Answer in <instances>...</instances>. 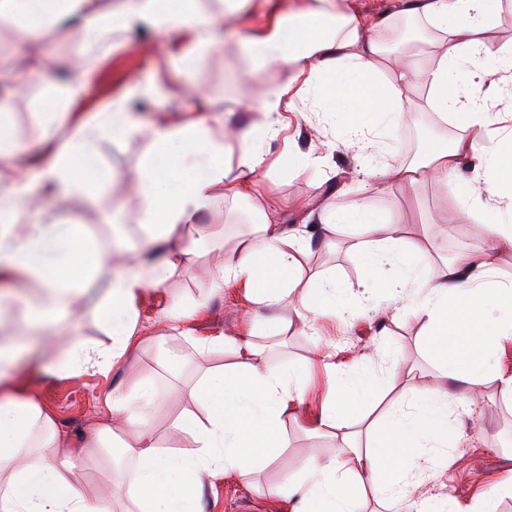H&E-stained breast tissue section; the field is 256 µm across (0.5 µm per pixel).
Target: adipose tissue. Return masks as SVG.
I'll return each instance as SVG.
<instances>
[{"mask_svg":"<svg viewBox=\"0 0 512 512\" xmlns=\"http://www.w3.org/2000/svg\"><path fill=\"white\" fill-rule=\"evenodd\" d=\"M87 2L0 0V17H23L26 24L18 36L25 42L66 20L80 21L89 41L135 23L162 33L200 35L214 22L194 9L170 11L164 0H118L104 18L88 14ZM496 2L402 0L403 13L448 31L450 40L434 66H421L411 54L395 60L394 77L387 83L376 76L381 50L365 37L385 22V15L348 13L340 0L315 5L293 0L288 10H272L266 27L244 45L260 64L288 67L291 78L263 103L264 122L242 133L247 146L238 156L240 167L253 171L268 165L270 143L287 114L303 111L309 98L333 100L340 112L374 113L391 128L410 112L404 89L416 82L430 87L435 111L451 113L471 134L450 145L428 142L424 161L380 169V176L410 184L426 179L449 183L461 160L474 153L493 172L486 194L457 191L462 214L484 213L482 247L426 269L418 265V247L404 239L397 225L371 222L364 206L353 210L366 234L356 245L364 269L360 288L395 301L407 299L409 288H416L417 310L425 317L424 348L441 373L435 384L425 375L408 374L400 409L385 417L371 415L383 379L367 372L346 383L329 352L305 360L298 372L263 366L264 348L255 338L286 331L279 314L285 299H295L302 310L322 319L338 311L336 289L319 276H304L308 239L279 222L256 181H225V148L210 138L206 118L154 127L149 158L135 177L139 204L134 217L155 236L117 273L111 251L100 247L85 225L23 224L19 216L35 194L60 203L70 193L90 192L80 168L94 162L91 142L105 131L117 136L136 132L130 102L74 121L48 161L34 171L18 170L0 192V277L23 278L30 294L18 332L0 336V512H112L111 497L75 477L76 470L95 468L97 459L78 442L63 439L52 415L26 398L19 369L57 317L73 310L85 288L103 276L109 279L108 293L98 315L109 345L58 337L55 362L72 376L106 375L124 362L143 341L138 299L190 254L181 247L164 249V240L221 196L248 198L261 221L257 234L239 240L225 252L223 265L209 274L214 288H240L248 307L236 335L196 342L201 349L230 350L233 361L205 372L193 387L204 415L187 411L177 419L191 435L192 448L161 450L152 423L159 402L149 386L135 381L124 399L104 401L125 418L124 446L138 470L129 482L123 469H111L109 481L125 486L135 512H204L205 491L215 480L286 463L285 422L297 418L309 377L317 370L333 384L309 421L313 432L330 436L337 446L330 455L309 457L300 474L283 475L273 487L288 512H362L370 500L385 512H497L493 491L466 508L447 496L417 499L411 493L457 447L458 411L479 406L491 381L512 394V374L493 367L502 343L512 342V281L499 280L494 266L501 244L512 245V206L493 204L497 198L512 199V136L479 152L475 132L488 124L489 116L455 86L448 69L449 59L461 57L475 60L482 70H512V44L495 50L479 38L494 17ZM75 268L80 277L72 276Z\"/></svg>","mask_w":512,"mask_h":512,"instance_id":"obj_1","label":"adipose tissue"}]
</instances>
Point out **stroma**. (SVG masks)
I'll list each match as a JSON object with an SVG mask.
<instances>
[{"label":"stroma","instance_id":"1","mask_svg":"<svg viewBox=\"0 0 512 512\" xmlns=\"http://www.w3.org/2000/svg\"><path fill=\"white\" fill-rule=\"evenodd\" d=\"M356 7L362 12L388 14L389 25L372 32L383 56L411 51L422 62L433 59L430 41L434 30L422 19L402 13L399 0H356ZM268 19V9L260 7L258 0H245L230 22L210 31L216 46L188 75L179 71L176 59L189 52L193 44L181 35L161 34L139 25L107 33L101 41L90 44L80 31L65 24L53 27L40 44L17 39V19L0 20V77L25 88L20 95L5 92L9 102L5 118L22 159L31 166L41 164L60 139L54 114L65 112L76 118L107 112L128 94H144L136 113L139 129L134 135L119 139L102 134L95 139L99 168L111 172L112 177L97 182L94 198L71 194L62 209L46 200L39 208L25 210L22 221L84 224L96 229L99 237L116 233L130 246L139 247L149 235L147 228L130 219L114 225L110 218L118 207L131 211L137 207L130 176L146 158L152 123L169 113L192 115L203 111L208 116L211 138L220 142L225 129L243 130L249 121L260 120L256 105L287 84L290 77L286 68L255 65L242 49L243 42L264 28ZM48 52L60 61H85L88 74L82 94H72L66 71L42 73ZM451 74L459 87L485 104L494 119L486 146H493L512 132V74L501 72L488 78L466 60L458 61ZM408 95L414 110L393 130H383L378 116H365L368 139L362 147L348 141L344 120L324 102L308 101L305 113L297 116L291 129L294 150L304 157V164L285 163L258 173L267 196L281 213L282 223L302 227L304 215L297 205L305 200H319L340 213L360 202L367 206L374 221L399 225L406 239L418 243L423 264L450 260L460 251L481 246L482 213L461 215L450 186L440 181L413 186L381 181L370 177L363 165L367 158L376 166L407 164L424 153L429 140L452 142L468 137V130L454 119L434 111L427 87L411 85ZM257 222L247 199L220 197L199 222L184 225V241L193 244L195 255L160 287L147 291L138 316L144 342L109 377L54 372L46 352L26 365L24 374L32 384L33 397L54 416L61 434L73 437L108 423L112 414L103 398L109 392L124 393L123 381L131 374L150 385L163 402L153 419L160 447L190 450L192 439L177 426L176 419L187 410L203 413L202 403L191 396L190 390L206 369L226 360L223 352L199 351L192 340L234 334L244 312V300L237 288L227 286L221 293H212L210 281L198 269L221 265L225 250L250 235ZM360 232V226L347 225L341 238L314 248L304 266L305 273L335 279L338 297L353 309L360 305L357 282L363 269L350 244L359 239ZM100 295V289H89L81 309L59 318L55 329L73 331L81 341L104 339V327L96 311ZM377 306L378 313L369 312L354 321L339 317L310 323L298 315L294 304H283L281 315L288 329L285 335L265 339L266 366L294 367L314 351L327 350L343 365L345 378H355L366 369L384 377L388 374V354L393 351L401 362L420 367L429 379H436L438 372L420 342L422 320L412 303L382 298ZM173 308L192 313L183 322L184 335H167L163 327L166 311ZM486 393L478 413L462 416L461 441L447 465L433 479L413 488L414 497L447 493L460 504L469 505L478 494L512 476V398L493 385ZM286 434L287 469H267L253 475L247 484L231 479L215 482L206 493L208 512H241L244 502L249 504V512H281V504L268 498L269 489L283 472H298L312 449L329 454L335 446L328 436L309 432L305 424L294 421L287 422Z\"/></svg>","mask_w":512,"mask_h":512}]
</instances>
